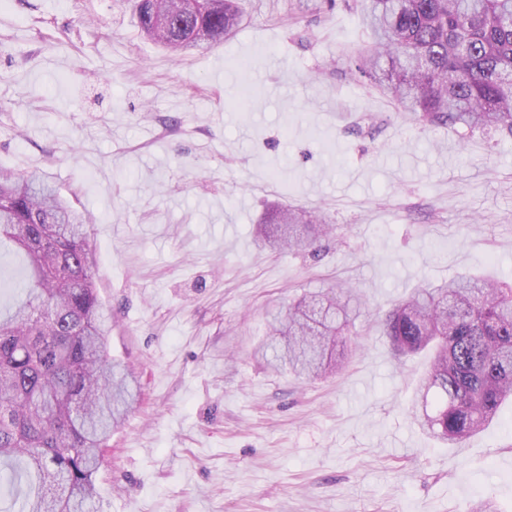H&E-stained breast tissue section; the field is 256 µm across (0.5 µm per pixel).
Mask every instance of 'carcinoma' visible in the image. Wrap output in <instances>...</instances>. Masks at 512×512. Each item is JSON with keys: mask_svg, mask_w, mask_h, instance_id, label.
<instances>
[{"mask_svg": "<svg viewBox=\"0 0 512 512\" xmlns=\"http://www.w3.org/2000/svg\"><path fill=\"white\" fill-rule=\"evenodd\" d=\"M149 39L177 54L231 36L237 0H130ZM372 42L355 68L430 126L493 129L512 141V0H364ZM272 237L305 248L329 225L292 206ZM27 273L0 312V473L18 512H89L112 430L138 400L133 373L109 354L112 315L95 287L88 219L45 174H0V250ZM351 287L302 295L272 315L258 354L276 371L337 373L339 337L362 313ZM398 356L425 352L420 430L458 445L512 403V288L464 275L418 289L385 319ZM437 398L428 411V396ZM27 489H22V480Z\"/></svg>", "mask_w": 512, "mask_h": 512, "instance_id": "carcinoma-1", "label": "carcinoma"}]
</instances>
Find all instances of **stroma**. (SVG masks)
<instances>
[{
  "label": "stroma",
  "mask_w": 512,
  "mask_h": 512,
  "mask_svg": "<svg viewBox=\"0 0 512 512\" xmlns=\"http://www.w3.org/2000/svg\"><path fill=\"white\" fill-rule=\"evenodd\" d=\"M241 8L175 58L127 0H0V171L43 172L88 215L108 346L139 380L99 512H512V407L460 445L426 437V359L399 362L381 323L424 283L512 284V144L371 87L359 0ZM280 205L331 232L264 240ZM337 284L368 303L340 374L255 358L273 312Z\"/></svg>",
  "instance_id": "stroma-1"
}]
</instances>
